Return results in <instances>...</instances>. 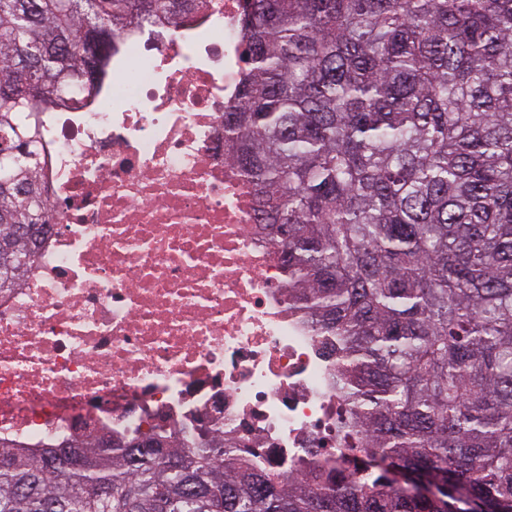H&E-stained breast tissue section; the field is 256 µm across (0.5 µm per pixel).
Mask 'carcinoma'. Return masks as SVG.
I'll list each match as a JSON object with an SVG mask.
<instances>
[{"label": "carcinoma", "instance_id": "carcinoma-1", "mask_svg": "<svg viewBox=\"0 0 512 512\" xmlns=\"http://www.w3.org/2000/svg\"><path fill=\"white\" fill-rule=\"evenodd\" d=\"M224 137L289 287L340 342L378 467L308 479L224 440H88L34 462L0 443V512H512V0H247ZM191 0H0V292L51 223L36 113L95 83L103 25ZM395 465L442 483L422 498Z\"/></svg>", "mask_w": 512, "mask_h": 512}]
</instances>
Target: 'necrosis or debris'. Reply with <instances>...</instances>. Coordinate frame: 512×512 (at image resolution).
<instances>
[{
	"label": "necrosis or debris",
	"instance_id": "4bbe7bcc",
	"mask_svg": "<svg viewBox=\"0 0 512 512\" xmlns=\"http://www.w3.org/2000/svg\"><path fill=\"white\" fill-rule=\"evenodd\" d=\"M244 0H196L112 40L93 91L39 115L51 228L0 293V441L201 434L271 473L368 467L340 344L289 297L224 115Z\"/></svg>",
	"mask_w": 512,
	"mask_h": 512
}]
</instances>
